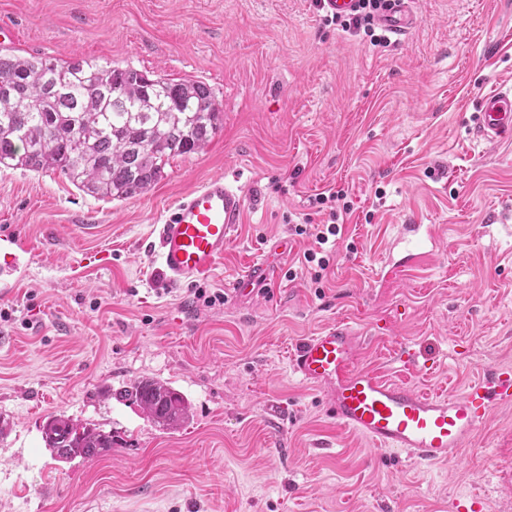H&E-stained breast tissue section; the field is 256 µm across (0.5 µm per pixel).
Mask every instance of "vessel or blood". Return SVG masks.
<instances>
[{
  "label": "vessel or blood",
  "mask_w": 512,
  "mask_h": 512,
  "mask_svg": "<svg viewBox=\"0 0 512 512\" xmlns=\"http://www.w3.org/2000/svg\"><path fill=\"white\" fill-rule=\"evenodd\" d=\"M410 2L388 0L380 24L394 41H402L415 23ZM474 133L492 144L512 139L511 89L482 100ZM245 207L243 192L220 176L181 196L158 230L157 257L168 281L189 285L208 278L223 259ZM437 248L435 225H398L379 280L424 265ZM28 253L20 236L0 235L1 289L11 288L28 266ZM277 278L276 269L260 260L236 278L232 290L245 292ZM363 345L362 334L351 325L332 323L303 338L291 352L289 366L303 383L320 391L326 415L339 426L407 460L430 466L448 463L495 407L512 402V368L493 369L459 394L425 391L361 366Z\"/></svg>",
  "instance_id": "obj_1"
}]
</instances>
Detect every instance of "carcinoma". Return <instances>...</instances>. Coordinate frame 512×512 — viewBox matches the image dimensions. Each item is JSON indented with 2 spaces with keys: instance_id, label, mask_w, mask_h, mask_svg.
I'll list each match as a JSON object with an SVG mask.
<instances>
[{
  "instance_id": "cac0c4a2",
  "label": "carcinoma",
  "mask_w": 512,
  "mask_h": 512,
  "mask_svg": "<svg viewBox=\"0 0 512 512\" xmlns=\"http://www.w3.org/2000/svg\"><path fill=\"white\" fill-rule=\"evenodd\" d=\"M220 121L213 92L200 81L152 79L83 59L0 54V164L58 170L94 196L126 199L147 191L169 159L203 150ZM119 397L166 430L191 411L184 394L157 380H141ZM42 438L65 461L123 446L120 436L61 415L46 420Z\"/></svg>"
}]
</instances>
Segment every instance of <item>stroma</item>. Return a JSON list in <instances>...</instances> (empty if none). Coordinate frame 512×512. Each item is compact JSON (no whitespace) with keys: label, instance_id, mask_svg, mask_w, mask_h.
Returning a JSON list of instances; mask_svg holds the SVG:
<instances>
[{"label":"stroma","instance_id":"stroma-1","mask_svg":"<svg viewBox=\"0 0 512 512\" xmlns=\"http://www.w3.org/2000/svg\"><path fill=\"white\" fill-rule=\"evenodd\" d=\"M413 9L406 41L377 45L313 0H0L17 34L6 53L200 81L222 110L204 150L127 199L0 165V231L31 253L0 293V512H452L469 493L512 512V403L429 467L337 426L289 367L327 324L381 320L393 331L367 338L362 364L392 380L456 393L512 366V142L472 132L480 99L512 84V0ZM218 174L246 212L202 283L224 302L207 307L167 281L153 245L173 203ZM329 192L351 208L322 271L291 227L330 223L315 202ZM408 222L436 225L438 250L381 285ZM262 257L278 283L230 296ZM144 379L188 398L180 428L116 399ZM51 415L125 444L59 462L42 441Z\"/></svg>","mask_w":512,"mask_h":512}]
</instances>
